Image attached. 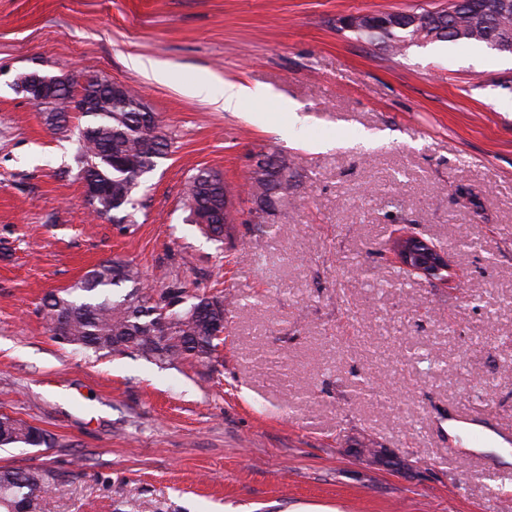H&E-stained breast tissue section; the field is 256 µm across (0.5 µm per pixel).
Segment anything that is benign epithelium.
<instances>
[{
  "instance_id": "benign-epithelium-1",
  "label": "benign epithelium",
  "mask_w": 512,
  "mask_h": 512,
  "mask_svg": "<svg viewBox=\"0 0 512 512\" xmlns=\"http://www.w3.org/2000/svg\"><path fill=\"white\" fill-rule=\"evenodd\" d=\"M79 83V90L68 98L67 112L78 115L83 112L98 111V91L109 89L118 96L126 91V86L103 79L89 77L80 81L73 76L47 77L36 72L24 73L16 79L17 89L26 98L45 112L57 111L58 96ZM399 267L411 274H417L430 281L448 283L452 279V269L448 264V253L430 242L407 234H399L393 242Z\"/></svg>"
}]
</instances>
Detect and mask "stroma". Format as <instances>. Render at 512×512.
<instances>
[{"mask_svg": "<svg viewBox=\"0 0 512 512\" xmlns=\"http://www.w3.org/2000/svg\"><path fill=\"white\" fill-rule=\"evenodd\" d=\"M446 3L0 0V412L57 440L0 466L44 469L53 512H512V463L462 459L512 433V55H393L339 27ZM34 71L126 85L175 133L135 223L91 213L75 132L15 88ZM191 80L209 96L183 94ZM228 81L273 98L224 111ZM261 154L291 186L256 222ZM202 168L234 193L220 244L186 222ZM398 228L448 250L455 281L400 273ZM107 258L155 291L223 297L211 359L54 341L46 295ZM457 413L473 425L449 431Z\"/></svg>", "mask_w": 512, "mask_h": 512, "instance_id": "obj_1", "label": "stroma"}]
</instances>
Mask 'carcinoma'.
<instances>
[{
    "mask_svg": "<svg viewBox=\"0 0 512 512\" xmlns=\"http://www.w3.org/2000/svg\"><path fill=\"white\" fill-rule=\"evenodd\" d=\"M483 0H468L458 17L433 22L423 38L427 43L489 45L512 35V13L492 14L482 8ZM390 13L375 17L377 24L356 35L399 53L410 32L383 23ZM99 112L78 116L76 161L79 174L106 183L112 198V213H123L135 223L133 190L138 176L152 171L157 159L171 146V136L159 124L146 123L139 111L140 99L132 92L115 99L112 91L102 94ZM286 166L268 159L264 171L253 177L250 201L266 212L288 192ZM223 176L200 169L185 184L184 207L188 221L198 225L211 240L224 241V224L214 218L224 203ZM131 286L122 295L115 289ZM44 307L48 331L59 342L103 352L132 349L159 361L194 357L204 362L215 350L208 324L224 319V301L196 295L186 303V288L177 285L154 296L142 272L132 262L119 258L100 261L72 286L50 295ZM55 437L16 416L0 413V448H50ZM46 474L39 469L0 467V512H51Z\"/></svg>",
    "mask_w": 512,
    "mask_h": 512,
    "instance_id": "cac0c4a2",
    "label": "carcinoma"
}]
</instances>
